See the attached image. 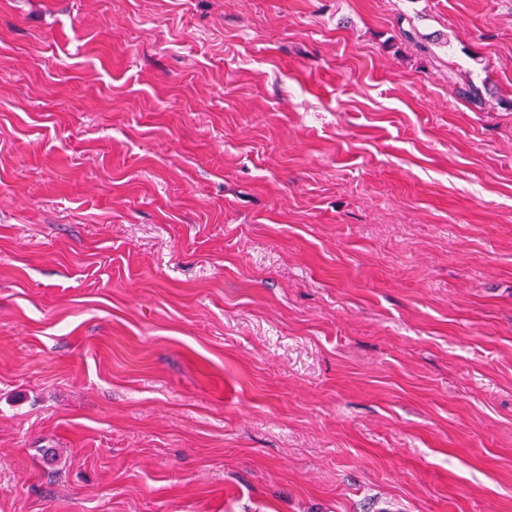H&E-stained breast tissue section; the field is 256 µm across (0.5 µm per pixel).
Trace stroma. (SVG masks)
<instances>
[{
	"instance_id": "stroma-1",
	"label": "stroma",
	"mask_w": 512,
	"mask_h": 512,
	"mask_svg": "<svg viewBox=\"0 0 512 512\" xmlns=\"http://www.w3.org/2000/svg\"><path fill=\"white\" fill-rule=\"evenodd\" d=\"M0 512H512V0H0Z\"/></svg>"
}]
</instances>
